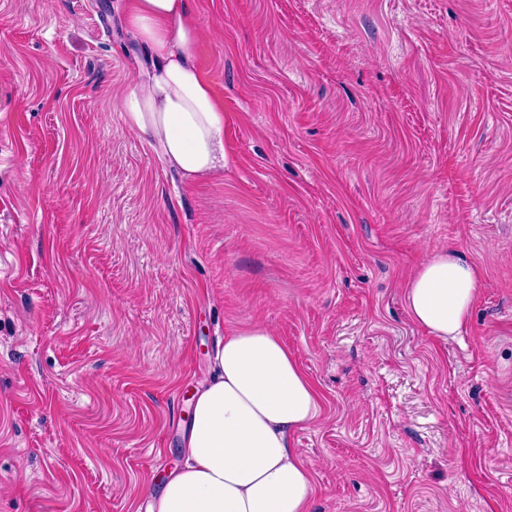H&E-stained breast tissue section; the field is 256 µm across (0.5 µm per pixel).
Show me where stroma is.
Masks as SVG:
<instances>
[{"mask_svg": "<svg viewBox=\"0 0 512 512\" xmlns=\"http://www.w3.org/2000/svg\"><path fill=\"white\" fill-rule=\"evenodd\" d=\"M117 0H0V512H147L224 337L320 398L309 512H512V0H191L223 172L118 100ZM438 249L481 289L411 319ZM480 288L473 265L456 251L438 250L420 266L404 289L414 322L444 340L466 325Z\"/></svg>", "mask_w": 512, "mask_h": 512, "instance_id": "1", "label": "stroma"}]
</instances>
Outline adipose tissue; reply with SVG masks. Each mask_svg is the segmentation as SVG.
Segmentation results:
<instances>
[{"instance_id":"1","label":"adipose tissue","mask_w":512,"mask_h":512,"mask_svg":"<svg viewBox=\"0 0 512 512\" xmlns=\"http://www.w3.org/2000/svg\"><path fill=\"white\" fill-rule=\"evenodd\" d=\"M119 9L150 61L122 99L131 128L185 178L224 170V108L197 63L202 33L190 0H120ZM479 286L463 255L438 250L404 301L417 325L448 339L466 325ZM215 363L191 401L187 461L168 473L148 512H308L314 484L293 435L319 412L313 386L261 326L226 336Z\"/></svg>"}]
</instances>
